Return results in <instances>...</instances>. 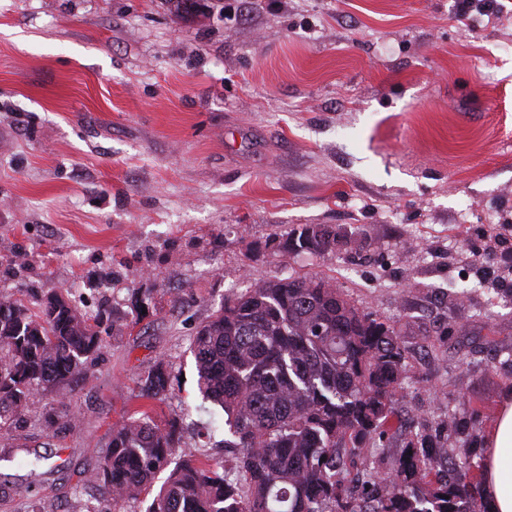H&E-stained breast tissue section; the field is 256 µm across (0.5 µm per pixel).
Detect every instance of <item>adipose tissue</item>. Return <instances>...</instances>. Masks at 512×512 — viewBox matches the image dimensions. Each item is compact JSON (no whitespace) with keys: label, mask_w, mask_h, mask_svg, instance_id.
Masks as SVG:
<instances>
[{"label":"adipose tissue","mask_w":512,"mask_h":512,"mask_svg":"<svg viewBox=\"0 0 512 512\" xmlns=\"http://www.w3.org/2000/svg\"><path fill=\"white\" fill-rule=\"evenodd\" d=\"M482 493L490 512H512V391L484 437Z\"/></svg>","instance_id":"adipose-tissue-1"}]
</instances>
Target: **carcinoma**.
<instances>
[{
	"label": "carcinoma",
	"instance_id": "cac0c4a2",
	"mask_svg": "<svg viewBox=\"0 0 512 512\" xmlns=\"http://www.w3.org/2000/svg\"><path fill=\"white\" fill-rule=\"evenodd\" d=\"M344 236L302 224L288 250L321 255ZM33 314L0 296V430L14 425L38 392L70 384L99 357L100 316L81 313L65 289ZM202 396L224 412V447L235 470L174 458L177 422L136 410L112 426L103 460L87 480L106 489L104 512H120L162 472L142 512H488L474 477L448 478V449L411 433L393 473L368 470L349 487L347 454L382 435L407 378L393 327L359 308L323 278L281 276L224 298L191 339ZM138 397L163 400L171 384L164 358L141 371Z\"/></svg>",
	"mask_w": 512,
	"mask_h": 512
}]
</instances>
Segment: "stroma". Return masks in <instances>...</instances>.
I'll return each mask as SVG.
<instances>
[{
    "mask_svg": "<svg viewBox=\"0 0 512 512\" xmlns=\"http://www.w3.org/2000/svg\"><path fill=\"white\" fill-rule=\"evenodd\" d=\"M0 0V294L72 289L102 314L87 376L0 431V512H100L86 470L165 358L158 418L231 462L189 350L225 295L318 275L401 335L407 385L362 467L393 472L400 425L480 467L512 390V0ZM327 224L345 247L284 250ZM27 264H19V256ZM144 311H137L136 301ZM125 320L113 330L112 316ZM53 455L30 477L21 459ZM138 397L162 401L171 384V366L165 358L156 359L141 371L136 380Z\"/></svg>",
    "mask_w": 512,
    "mask_h": 512,
    "instance_id": "1",
    "label": "stroma"
}]
</instances>
